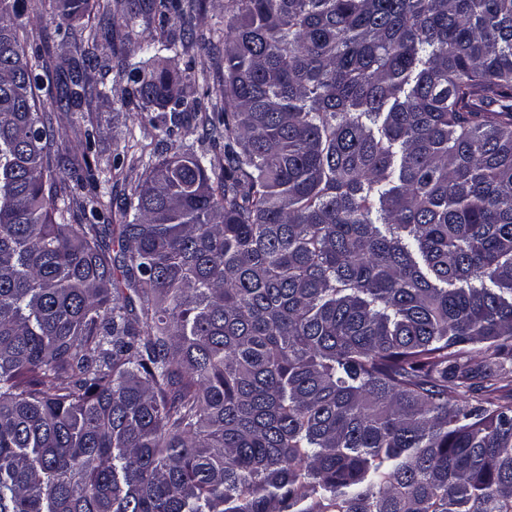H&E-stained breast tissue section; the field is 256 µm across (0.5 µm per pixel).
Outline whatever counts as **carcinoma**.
I'll use <instances>...</instances> for the list:
<instances>
[{
    "instance_id": "obj_1",
    "label": "carcinoma",
    "mask_w": 512,
    "mask_h": 512,
    "mask_svg": "<svg viewBox=\"0 0 512 512\" xmlns=\"http://www.w3.org/2000/svg\"><path fill=\"white\" fill-rule=\"evenodd\" d=\"M123 2L190 29L201 0ZM26 10L0 0V512H512V0H231L210 114L176 38L109 45L154 128L208 140L110 244L97 194L55 204ZM57 83L80 106V60Z\"/></svg>"
}]
</instances>
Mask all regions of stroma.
Instances as JSON below:
<instances>
[{
  "label": "stroma",
  "instance_id": "1",
  "mask_svg": "<svg viewBox=\"0 0 512 512\" xmlns=\"http://www.w3.org/2000/svg\"><path fill=\"white\" fill-rule=\"evenodd\" d=\"M227 0H202L195 14L193 36L175 64V73L188 97L205 98L216 106L224 104V6ZM118 0H95L90 10L70 27L57 28L53 0H32V8L20 22L27 35L31 61L41 76L37 92L40 109L51 120L56 133L52 160L67 169L91 164L99 181L97 192L105 205L104 213L118 222L126 198L132 196L148 162L140 147L152 144L157 157H164L171 146L198 143L204 133L201 121L185 122L174 136L153 129L149 112L125 106L128 84L116 64H94L86 70L87 94L80 107H61L56 73L77 58L74 32L109 33L115 45H123L128 30L113 21L119 12ZM92 128L95 139L91 154H84L81 136ZM123 159L115 168V159Z\"/></svg>",
  "mask_w": 512,
  "mask_h": 512
}]
</instances>
